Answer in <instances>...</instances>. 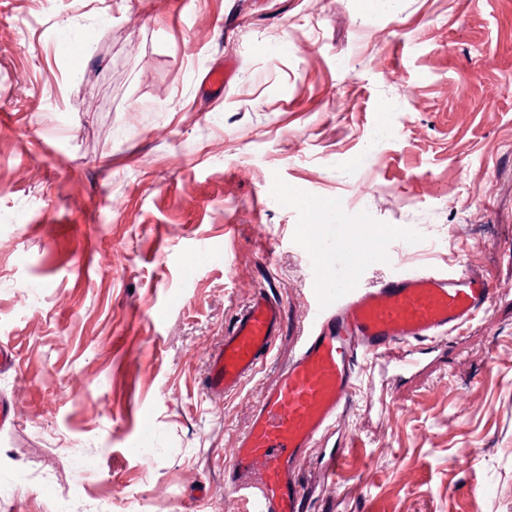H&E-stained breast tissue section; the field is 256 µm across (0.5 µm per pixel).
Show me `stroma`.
Listing matches in <instances>:
<instances>
[{
    "instance_id": "35a3bbf8",
    "label": "stroma",
    "mask_w": 512,
    "mask_h": 512,
    "mask_svg": "<svg viewBox=\"0 0 512 512\" xmlns=\"http://www.w3.org/2000/svg\"><path fill=\"white\" fill-rule=\"evenodd\" d=\"M358 232L384 257L356 287L472 267L494 296L361 367L306 512H512V0H0V512H245L224 466L306 327L309 245ZM259 290L273 354L212 399Z\"/></svg>"
}]
</instances>
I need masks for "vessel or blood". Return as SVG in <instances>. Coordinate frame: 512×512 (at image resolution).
<instances>
[{"label": "vessel or blood", "mask_w": 512, "mask_h": 512, "mask_svg": "<svg viewBox=\"0 0 512 512\" xmlns=\"http://www.w3.org/2000/svg\"><path fill=\"white\" fill-rule=\"evenodd\" d=\"M343 250L356 278L357 263L377 253L363 240ZM334 273L315 278L314 304L294 357L256 403L249 428L224 467V489L248 512H303L309 486L300 465L353 401L360 361H375L396 346L446 338L488 309L489 274L432 270L386 278L372 288H339ZM281 303L256 294L241 308L213 351L205 391L240 392L270 359Z\"/></svg>", "instance_id": "b4317fda"}]
</instances>
